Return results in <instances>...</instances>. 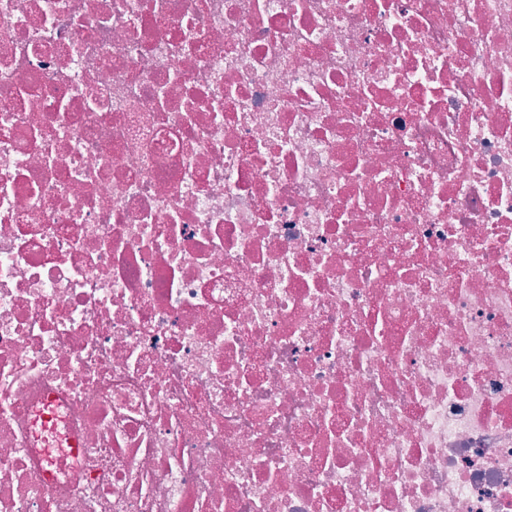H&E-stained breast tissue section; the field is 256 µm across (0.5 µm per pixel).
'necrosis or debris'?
Segmentation results:
<instances>
[{
    "label": "necrosis or debris",
    "mask_w": 512,
    "mask_h": 512,
    "mask_svg": "<svg viewBox=\"0 0 512 512\" xmlns=\"http://www.w3.org/2000/svg\"><path fill=\"white\" fill-rule=\"evenodd\" d=\"M0 512H512V0H0Z\"/></svg>",
    "instance_id": "1"
}]
</instances>
